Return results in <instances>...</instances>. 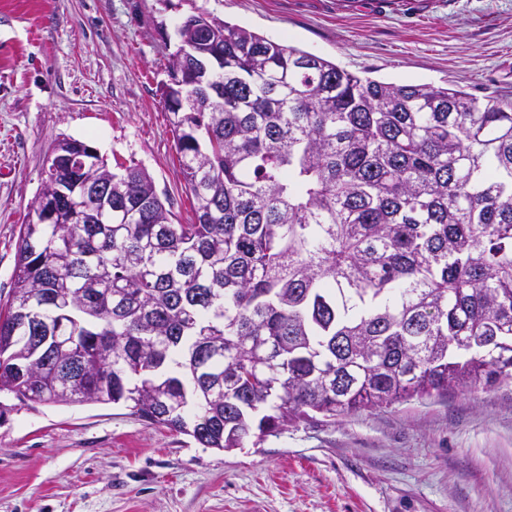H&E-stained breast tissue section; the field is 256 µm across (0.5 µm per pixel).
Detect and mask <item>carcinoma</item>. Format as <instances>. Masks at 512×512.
<instances>
[{"label":"carcinoma","mask_w":512,"mask_h":512,"mask_svg":"<svg viewBox=\"0 0 512 512\" xmlns=\"http://www.w3.org/2000/svg\"><path fill=\"white\" fill-rule=\"evenodd\" d=\"M165 104L194 219L64 138L21 226L0 393L122 404L232 450L512 379V100L360 78L224 22ZM112 178V205L82 185ZM44 329H18L30 310ZM81 349L66 341L75 330Z\"/></svg>","instance_id":"1"}]
</instances>
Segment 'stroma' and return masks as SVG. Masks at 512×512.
Returning a JSON list of instances; mask_svg holds the SVG:
<instances>
[{
  "label": "stroma",
  "mask_w": 512,
  "mask_h": 512,
  "mask_svg": "<svg viewBox=\"0 0 512 512\" xmlns=\"http://www.w3.org/2000/svg\"><path fill=\"white\" fill-rule=\"evenodd\" d=\"M198 13L362 77L512 99V0H0V311L57 139L144 168L192 218L160 86ZM0 512H512V381L230 452L122 405L4 393Z\"/></svg>",
  "instance_id": "stroma-1"
}]
</instances>
